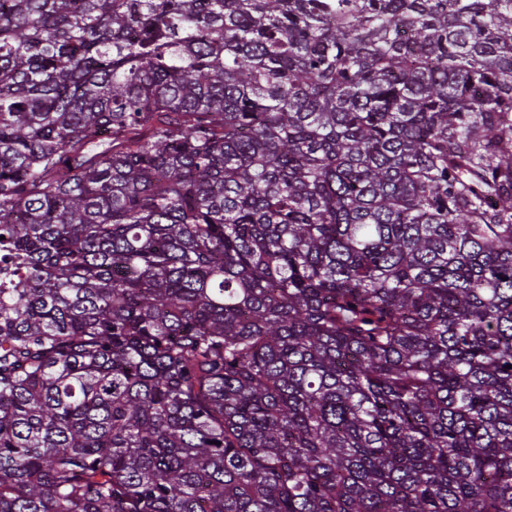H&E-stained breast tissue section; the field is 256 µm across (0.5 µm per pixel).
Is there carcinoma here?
I'll list each match as a JSON object with an SVG mask.
<instances>
[{
	"label": "carcinoma",
	"mask_w": 512,
	"mask_h": 512,
	"mask_svg": "<svg viewBox=\"0 0 512 512\" xmlns=\"http://www.w3.org/2000/svg\"><path fill=\"white\" fill-rule=\"evenodd\" d=\"M0 512H512V0H0Z\"/></svg>",
	"instance_id": "obj_1"
}]
</instances>
